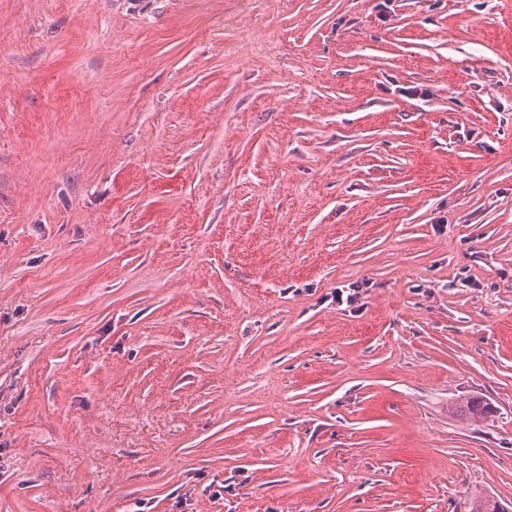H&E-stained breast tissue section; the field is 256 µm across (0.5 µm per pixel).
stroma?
I'll return each instance as SVG.
<instances>
[{"label": "stroma", "instance_id": "1", "mask_svg": "<svg viewBox=\"0 0 512 512\" xmlns=\"http://www.w3.org/2000/svg\"><path fill=\"white\" fill-rule=\"evenodd\" d=\"M476 490L512 507V0H0V512ZM364 285V283H352L349 288L336 289L331 293L332 302H335L338 307L346 305L350 308V312L358 311L365 304L362 302V295L365 293Z\"/></svg>", "mask_w": 512, "mask_h": 512}]
</instances>
